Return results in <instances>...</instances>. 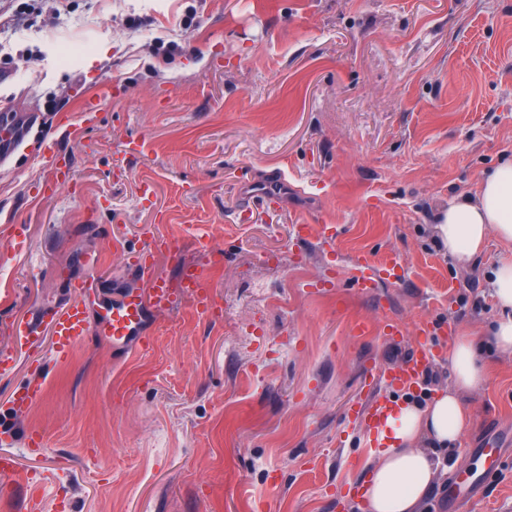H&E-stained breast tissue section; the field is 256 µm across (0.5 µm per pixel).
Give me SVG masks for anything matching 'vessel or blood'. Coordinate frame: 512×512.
<instances>
[{
  "label": "vessel or blood",
  "mask_w": 512,
  "mask_h": 512,
  "mask_svg": "<svg viewBox=\"0 0 512 512\" xmlns=\"http://www.w3.org/2000/svg\"><path fill=\"white\" fill-rule=\"evenodd\" d=\"M298 237L312 235L326 245L333 244L338 228L333 224L319 226L309 221L297 224ZM144 239L140 251L141 260L136 266L137 273L146 284L145 291H131L113 299H92L95 286L92 278L74 281L75 298L66 307L50 314L44 327L27 322L17 328L18 335L26 345H34L40 329H47L51 337V353L62 359L77 345L84 343L90 333H97L102 344L112 349H129L135 352L147 351L150 347L148 327L160 316L177 309L182 302H192L199 314L211 316L216 311L209 273L200 267L183 272L179 283H172L155 272V257L164 252L171 259H179L180 244L177 240L160 235L153 225L141 230ZM353 276L362 294L368 295L389 281H400L405 269L400 258H390L388 264L375 265L368 257L357 256L352 264ZM418 341L412 351L402 360L382 367L372 382L371 396L358 404L354 413L359 417L370 440H378L388 415L396 401L390 393L394 390H417L423 383L426 370L440 354L434 344L435 332L431 323L421 321L417 325ZM43 394L41 381L32 380L21 386L13 395L11 405L20 409L39 399ZM30 477L21 470L11 457L0 458V482L9 486L27 485ZM478 481L473 477L454 480L448 487V499L458 503L474 497Z\"/></svg>",
  "instance_id": "b4317fda"
}]
</instances>
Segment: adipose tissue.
<instances>
[{"label":"adipose tissue","mask_w":512,"mask_h":512,"mask_svg":"<svg viewBox=\"0 0 512 512\" xmlns=\"http://www.w3.org/2000/svg\"><path fill=\"white\" fill-rule=\"evenodd\" d=\"M436 242L458 269H469L489 235L512 246V159L485 174L475 195L442 208L433 226ZM490 293L498 309L490 342L512 358V257L492 270ZM476 336L456 337L448 349L452 384L425 405L398 402L370 449L363 512H420L442 464L441 449L456 444L471 422L464 397L484 386L488 369Z\"/></svg>","instance_id":"ef3b65f1"}]
</instances>
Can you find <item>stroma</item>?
I'll list each match as a JSON object with an SVG mask.
<instances>
[{"label":"stroma","instance_id":"obj_1","mask_svg":"<svg viewBox=\"0 0 512 512\" xmlns=\"http://www.w3.org/2000/svg\"><path fill=\"white\" fill-rule=\"evenodd\" d=\"M0 66V109L25 134L0 146V454L43 512H336L340 494L354 512L369 448L348 413L366 372L404 358L419 319L460 336L497 316L486 277L507 247L489 236L460 271L433 224L512 155V0H0ZM133 139L145 149L124 158ZM57 149L72 180L49 192ZM275 174L279 201L243 200L239 177ZM305 218L340 227L334 246L297 238ZM145 224L183 244L159 275L208 270L218 317L183 304L136 356L27 348L16 325L72 300L71 278L109 298L141 287L126 264ZM396 252L404 282L352 287L356 256ZM486 358L423 512H448L442 488L485 468L488 441L504 463L467 512H512V358ZM37 373L43 398L11 410ZM33 430L46 455L29 454Z\"/></svg>","mask_w":512,"mask_h":512}]
</instances>
